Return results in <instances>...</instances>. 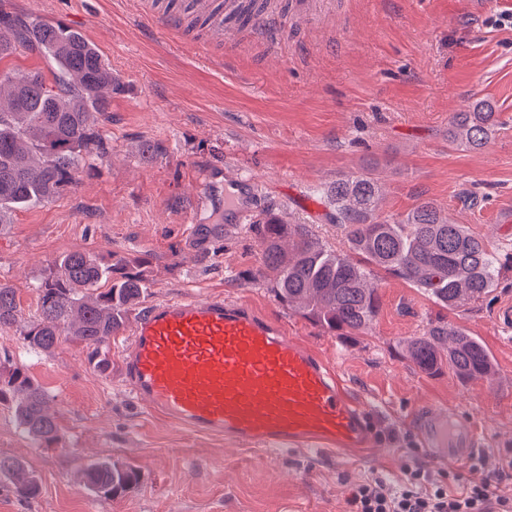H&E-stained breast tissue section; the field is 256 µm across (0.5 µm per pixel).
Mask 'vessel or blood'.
Here are the masks:
<instances>
[{"mask_svg": "<svg viewBox=\"0 0 512 512\" xmlns=\"http://www.w3.org/2000/svg\"><path fill=\"white\" fill-rule=\"evenodd\" d=\"M292 0L289 13L266 8L238 21L241 0H195L208 38L242 44L260 41L275 51L289 21L323 20L317 2ZM258 186L240 168H224V220L243 226L254 212ZM122 375L133 400L197 435L217 434L246 445L277 449L366 447L370 430L363 404L335 369L309 344L287 335L247 304L221 297L153 303L132 322ZM481 445L470 421L429 413L418 446L433 462H462Z\"/></svg>", "mask_w": 512, "mask_h": 512, "instance_id": "vessel-or-blood-1", "label": "vessel or blood"}]
</instances>
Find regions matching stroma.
Masks as SVG:
<instances>
[{
  "label": "stroma",
  "mask_w": 512,
  "mask_h": 512,
  "mask_svg": "<svg viewBox=\"0 0 512 512\" xmlns=\"http://www.w3.org/2000/svg\"><path fill=\"white\" fill-rule=\"evenodd\" d=\"M8 10L82 32L123 83L103 124L111 151L88 161L77 188L17 210L0 226V282L18 290L21 321L37 308L35 287L62 256L83 251L152 258L146 303L223 295L252 306L300 337L337 369L369 411L372 448L339 454H271L231 438L194 436L134 404L121 376L122 336L99 371L90 349L62 338L36 353L18 329L0 330V360L25 365L49 394L58 440L42 448L0 406V454L22 460L40 493L0 492V512H351L355 481L404 484L411 467L439 480L467 466L422 457L413 416L445 409L474 419L484 436L483 470L512 456V332L497 320L512 303V0H336L319 29H291L274 53L223 43L205 49L163 34L141 0H0ZM483 100L500 124L481 150L448 145L453 112ZM147 142L162 151L147 156ZM234 164L259 185L256 216L307 225L321 244L348 243L329 208L296 198L352 172L385 188L383 212L404 215L431 201L482 238L497 260L491 294L447 310L406 281L374 271L379 309L369 326L336 336L281 304L251 279L262 243L251 227L225 229L223 247L199 242L201 224L224 213L200 209L207 173ZM475 193L479 205L465 206ZM479 337L492 374L461 380L427 373L408 356L429 324ZM137 469L118 496L83 487L89 464Z\"/></svg>",
  "instance_id": "35a3bbf8"
}]
</instances>
